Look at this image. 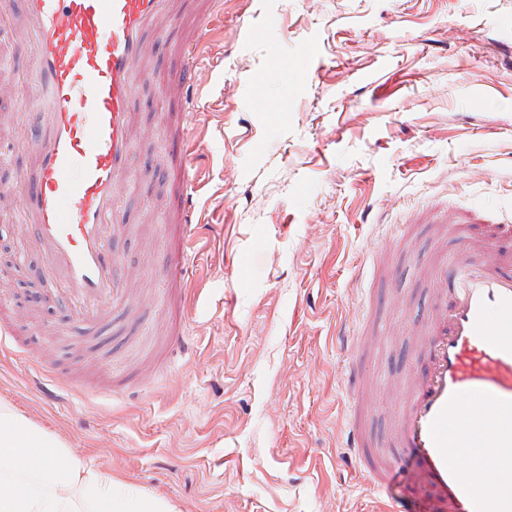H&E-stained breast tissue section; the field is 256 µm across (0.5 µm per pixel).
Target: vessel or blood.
I'll use <instances>...</instances> for the list:
<instances>
[{"mask_svg":"<svg viewBox=\"0 0 512 512\" xmlns=\"http://www.w3.org/2000/svg\"><path fill=\"white\" fill-rule=\"evenodd\" d=\"M21 46H32L15 87L28 100L50 95L46 112H30L21 138L34 155L19 170V223L42 257L38 271L56 305L96 332L109 306L125 304L131 277L114 242L126 233L119 205L134 146V81L145 61L146 35L172 15V0H20ZM167 90L192 111L194 64L171 73ZM180 237L196 222L189 190L176 201ZM459 247L447 236L434 248L448 258L430 267L434 306L410 334L421 366L404 382L393 416L392 451L361 423L349 446L371 484L388 495V512H512V225L475 231L465 214L448 215ZM381 326L344 339L351 361L370 348ZM429 498L400 507L395 478ZM491 469L482 485L477 475Z\"/></svg>","mask_w":512,"mask_h":512,"instance_id":"vessel-or-blood-1","label":"vessel or blood"}]
</instances>
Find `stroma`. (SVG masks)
<instances>
[{"label":"stroma","mask_w":512,"mask_h":512,"mask_svg":"<svg viewBox=\"0 0 512 512\" xmlns=\"http://www.w3.org/2000/svg\"><path fill=\"white\" fill-rule=\"evenodd\" d=\"M512 0H222L149 38L134 88L125 198L134 304L86 340L72 316L23 300L42 258L18 239L25 94L0 97V238L15 288H0V399L125 491L179 512H383L344 446L349 365L338 330L370 314L397 327L364 365L367 433L391 445L402 397L401 326L420 322L428 237L393 248L388 285L370 256L427 211L512 213ZM201 39L203 90L169 135L164 78ZM287 72L271 67L272 57ZM288 101L285 112L252 99ZM185 148L203 228L189 278L166 281L177 239L170 177ZM68 335H54L57 326ZM178 345H170L173 331ZM132 375L109 396L89 381Z\"/></svg>","instance_id":"1"}]
</instances>
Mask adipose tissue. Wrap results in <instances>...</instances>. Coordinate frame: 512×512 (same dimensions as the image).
I'll return each mask as SVG.
<instances>
[{
  "mask_svg": "<svg viewBox=\"0 0 512 512\" xmlns=\"http://www.w3.org/2000/svg\"><path fill=\"white\" fill-rule=\"evenodd\" d=\"M46 428L0 401V512H179L159 495L119 492Z\"/></svg>",
  "mask_w": 512,
  "mask_h": 512,
  "instance_id": "obj_1",
  "label": "adipose tissue"
}]
</instances>
